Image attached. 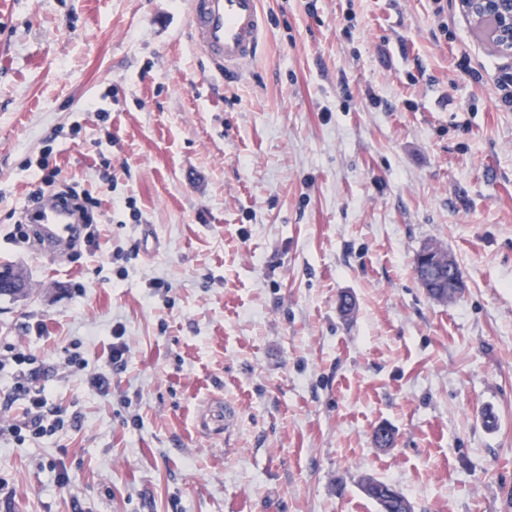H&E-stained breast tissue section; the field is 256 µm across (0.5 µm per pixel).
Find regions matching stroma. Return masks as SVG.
Masks as SVG:
<instances>
[{
    "label": "stroma",
    "instance_id": "obj_1",
    "mask_svg": "<svg viewBox=\"0 0 512 512\" xmlns=\"http://www.w3.org/2000/svg\"><path fill=\"white\" fill-rule=\"evenodd\" d=\"M262 7L219 77L187 0H0V266L26 288L0 296V423L13 347L69 420L0 439V512H378L367 477L512 512V59L458 0ZM43 158L96 189L97 251L12 238ZM430 243L463 271L442 303Z\"/></svg>",
    "mask_w": 512,
    "mask_h": 512
}]
</instances>
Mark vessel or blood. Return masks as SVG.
Here are the masks:
<instances>
[{
	"label": "vessel or blood",
	"mask_w": 512,
	"mask_h": 512,
	"mask_svg": "<svg viewBox=\"0 0 512 512\" xmlns=\"http://www.w3.org/2000/svg\"><path fill=\"white\" fill-rule=\"evenodd\" d=\"M191 45L216 73L236 72L260 51L267 18L260 0H191L188 12ZM70 203L57 200L38 210L33 234L49 249L69 241L76 227Z\"/></svg>",
	"instance_id": "vessel-or-blood-1"
}]
</instances>
